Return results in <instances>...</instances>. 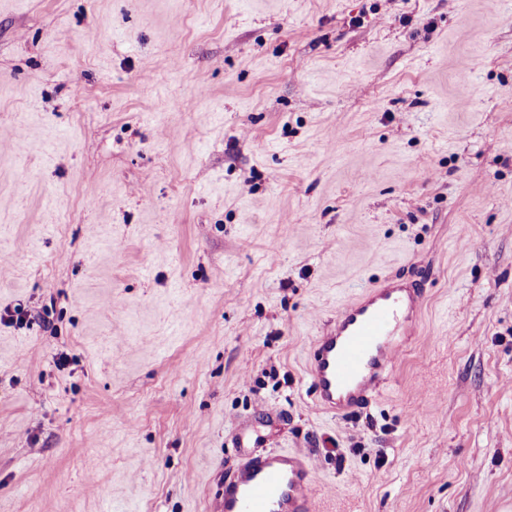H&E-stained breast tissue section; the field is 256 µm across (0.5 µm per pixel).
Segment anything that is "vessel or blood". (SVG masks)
Here are the masks:
<instances>
[{
    "label": "vessel or blood",
    "instance_id": "vessel-or-blood-1",
    "mask_svg": "<svg viewBox=\"0 0 512 512\" xmlns=\"http://www.w3.org/2000/svg\"><path fill=\"white\" fill-rule=\"evenodd\" d=\"M424 299V288L387 280L343 304L310 352L307 374L316 404L337 416L369 406L397 362L399 339L413 329ZM234 440L236 474L224 487L218 512H314L310 457L266 450L242 426Z\"/></svg>",
    "mask_w": 512,
    "mask_h": 512
}]
</instances>
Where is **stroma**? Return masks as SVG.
Masks as SVG:
<instances>
[{
    "label": "stroma",
    "mask_w": 512,
    "mask_h": 512,
    "mask_svg": "<svg viewBox=\"0 0 512 512\" xmlns=\"http://www.w3.org/2000/svg\"><path fill=\"white\" fill-rule=\"evenodd\" d=\"M391 277L418 325L326 413L310 349ZM17 306L0 512H213L243 422L315 512H512V7L0 0Z\"/></svg>",
    "instance_id": "obj_1"
}]
</instances>
